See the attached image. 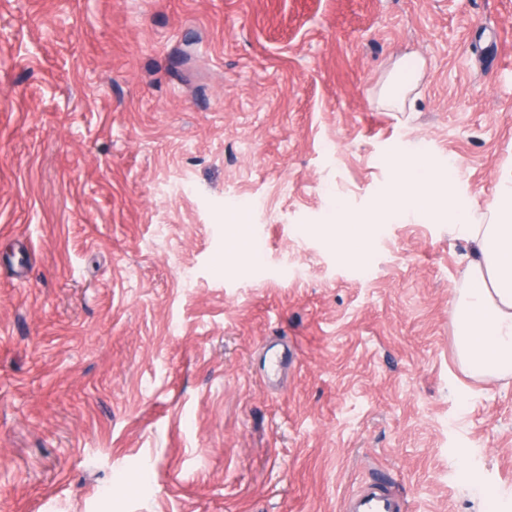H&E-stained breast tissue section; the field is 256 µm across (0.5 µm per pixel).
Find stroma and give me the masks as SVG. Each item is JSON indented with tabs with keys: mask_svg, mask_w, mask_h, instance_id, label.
<instances>
[{
	"mask_svg": "<svg viewBox=\"0 0 512 512\" xmlns=\"http://www.w3.org/2000/svg\"><path fill=\"white\" fill-rule=\"evenodd\" d=\"M415 153L489 223L512 0H0V512H342L376 477L512 512V372L456 353L474 243L322 231Z\"/></svg>",
	"mask_w": 512,
	"mask_h": 512,
	"instance_id": "stroma-1",
	"label": "stroma"
}]
</instances>
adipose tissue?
<instances>
[{"label": "adipose tissue", "instance_id": "obj_1", "mask_svg": "<svg viewBox=\"0 0 512 512\" xmlns=\"http://www.w3.org/2000/svg\"><path fill=\"white\" fill-rule=\"evenodd\" d=\"M407 166L415 187L407 197L395 199V206L437 212L435 197L423 187L430 161L415 155ZM445 218L449 228L475 243L478 252L465 271L454 306L458 356L477 375L512 371V185L503 190L490 223H473L469 208L460 202L449 206Z\"/></svg>", "mask_w": 512, "mask_h": 512}]
</instances>
